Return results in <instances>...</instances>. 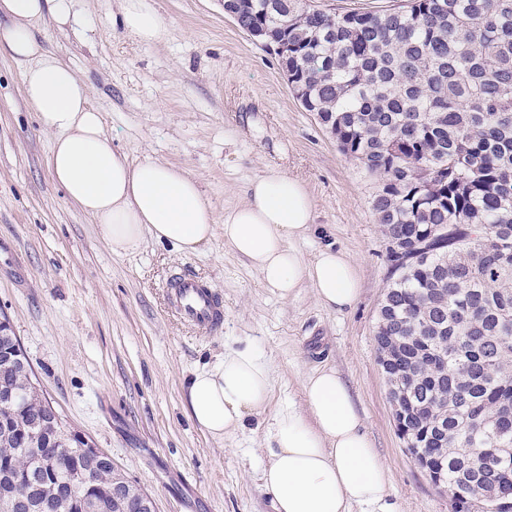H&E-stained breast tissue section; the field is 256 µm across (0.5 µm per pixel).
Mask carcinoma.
Segmentation results:
<instances>
[{
  "label": "carcinoma",
  "instance_id": "obj_1",
  "mask_svg": "<svg viewBox=\"0 0 512 512\" xmlns=\"http://www.w3.org/2000/svg\"><path fill=\"white\" fill-rule=\"evenodd\" d=\"M244 26L288 43L278 59L302 107L380 187L372 201L392 273L375 327L378 364L399 386L413 441L463 512L512 491V0H407L328 14L307 0H250ZM31 367L0 363V496L24 487L31 512H121L120 472L83 455L43 482L29 441L74 439L37 426Z\"/></svg>",
  "mask_w": 512,
  "mask_h": 512
}]
</instances>
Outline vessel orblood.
<instances>
[{
  "instance_id": "obj_1",
  "label": "vessel or blood",
  "mask_w": 512,
  "mask_h": 512,
  "mask_svg": "<svg viewBox=\"0 0 512 512\" xmlns=\"http://www.w3.org/2000/svg\"><path fill=\"white\" fill-rule=\"evenodd\" d=\"M165 294L175 316L184 323L208 331L224 325L223 309L211 285L189 273L167 280Z\"/></svg>"
}]
</instances>
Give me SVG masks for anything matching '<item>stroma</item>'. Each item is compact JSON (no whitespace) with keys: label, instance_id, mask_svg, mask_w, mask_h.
Listing matches in <instances>:
<instances>
[{"label":"stroma","instance_id":"obj_1","mask_svg":"<svg viewBox=\"0 0 512 512\" xmlns=\"http://www.w3.org/2000/svg\"><path fill=\"white\" fill-rule=\"evenodd\" d=\"M121 0H74L67 23L45 16L38 36L89 87V104L131 158L185 168L216 215L239 205L256 177L301 179L310 259L331 244L355 262L352 308L323 307L309 285L281 297L225 244L198 253L145 240L112 253L94 220L69 203L47 166L53 142L21 83L23 62L0 56V317L71 431L91 439L148 495L156 512H274L261 486L268 460L260 417L218 440L188 418L186 381L224 352L253 347L267 362L275 413L300 404L301 383L332 367L350 387L364 429L389 469L399 512H452L397 433L374 328L390 282L372 200L379 189L305 111L272 50L224 14L223 0H153L165 38L146 44L112 23ZM188 271L224 304V327L189 326L163 286Z\"/></svg>","mask_w":512,"mask_h":512}]
</instances>
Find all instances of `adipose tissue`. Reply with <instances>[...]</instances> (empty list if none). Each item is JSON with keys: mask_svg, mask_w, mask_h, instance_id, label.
<instances>
[{"mask_svg": "<svg viewBox=\"0 0 512 512\" xmlns=\"http://www.w3.org/2000/svg\"><path fill=\"white\" fill-rule=\"evenodd\" d=\"M72 0H0V52L25 61L23 93L44 128L54 133L47 163L53 180L98 224L113 253L136 251L144 238L190 255L216 232L260 273L265 287L288 296L309 283L325 307H352L360 294L354 264L333 246L304 260L292 243L314 222L305 184L285 174L250 182L244 202L217 217L197 180L149 157L135 161L113 147L89 87L47 52L33 28L44 14L68 21ZM116 24L141 41L161 42L164 27L152 0H122ZM302 408L271 419L269 461L261 482L275 512H396L386 467L364 431L351 392L336 369L302 382ZM272 385L267 363L251 347L226 352L189 379L186 409L209 436L243 428L264 411Z\"/></svg>", "mask_w": 512, "mask_h": 512, "instance_id": "obj_1", "label": "adipose tissue"}]
</instances>
